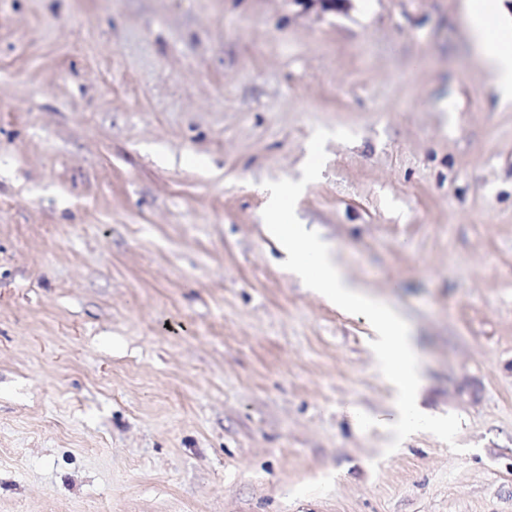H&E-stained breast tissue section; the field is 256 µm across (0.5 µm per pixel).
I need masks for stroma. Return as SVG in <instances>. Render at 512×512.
Masks as SVG:
<instances>
[{
    "label": "stroma",
    "instance_id": "stroma-1",
    "mask_svg": "<svg viewBox=\"0 0 512 512\" xmlns=\"http://www.w3.org/2000/svg\"><path fill=\"white\" fill-rule=\"evenodd\" d=\"M422 347L387 453L364 319L283 269L263 184ZM0 512H512V103L464 0H0Z\"/></svg>",
    "mask_w": 512,
    "mask_h": 512
}]
</instances>
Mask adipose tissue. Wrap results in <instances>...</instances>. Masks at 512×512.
Returning a JSON list of instances; mask_svg holds the SVG:
<instances>
[{
    "instance_id": "1",
    "label": "adipose tissue",
    "mask_w": 512,
    "mask_h": 512,
    "mask_svg": "<svg viewBox=\"0 0 512 512\" xmlns=\"http://www.w3.org/2000/svg\"><path fill=\"white\" fill-rule=\"evenodd\" d=\"M467 23L488 83L501 102L512 100V10L504 0H465Z\"/></svg>"
}]
</instances>
